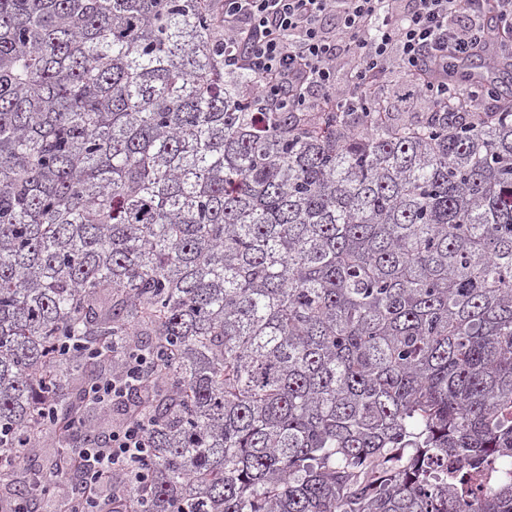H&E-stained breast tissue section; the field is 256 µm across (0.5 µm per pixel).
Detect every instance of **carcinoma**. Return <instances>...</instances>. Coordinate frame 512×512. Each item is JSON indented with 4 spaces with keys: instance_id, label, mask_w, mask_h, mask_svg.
Segmentation results:
<instances>
[{
    "instance_id": "obj_1",
    "label": "carcinoma",
    "mask_w": 512,
    "mask_h": 512,
    "mask_svg": "<svg viewBox=\"0 0 512 512\" xmlns=\"http://www.w3.org/2000/svg\"><path fill=\"white\" fill-rule=\"evenodd\" d=\"M213 4L0 0V450L144 355L126 512H512V63L258 112Z\"/></svg>"
}]
</instances>
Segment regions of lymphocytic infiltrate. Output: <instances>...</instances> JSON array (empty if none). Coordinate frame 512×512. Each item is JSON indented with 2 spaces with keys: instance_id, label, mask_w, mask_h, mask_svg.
I'll return each mask as SVG.
<instances>
[{
  "instance_id": "1",
  "label": "lymphocytic infiltrate",
  "mask_w": 512,
  "mask_h": 512,
  "mask_svg": "<svg viewBox=\"0 0 512 512\" xmlns=\"http://www.w3.org/2000/svg\"><path fill=\"white\" fill-rule=\"evenodd\" d=\"M214 29L224 64L255 75L251 89L261 111L290 104L327 112L352 100L377 98L392 73L422 96L450 105L448 62L512 54V43L485 24L494 5L512 27V0H218ZM465 24H458L459 16ZM148 429L134 411L115 423L106 445L77 448L64 441L57 463L84 477L81 496L55 489L56 512H113L112 489L148 485Z\"/></svg>"
}]
</instances>
